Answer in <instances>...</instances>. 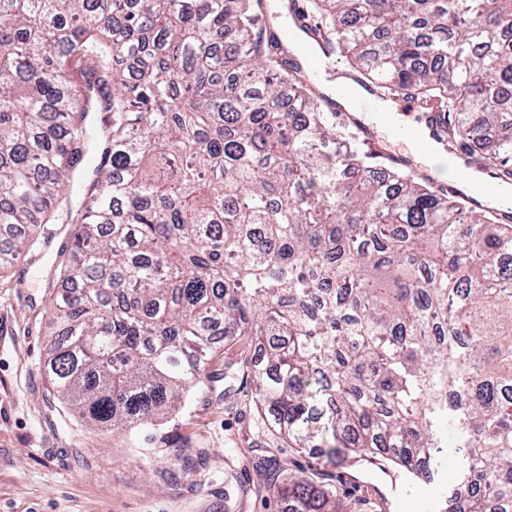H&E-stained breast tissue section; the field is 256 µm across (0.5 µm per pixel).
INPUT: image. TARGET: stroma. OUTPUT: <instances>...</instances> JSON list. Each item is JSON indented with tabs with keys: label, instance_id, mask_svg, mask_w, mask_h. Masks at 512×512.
<instances>
[{
	"label": "stroma",
	"instance_id": "stroma-1",
	"mask_svg": "<svg viewBox=\"0 0 512 512\" xmlns=\"http://www.w3.org/2000/svg\"><path fill=\"white\" fill-rule=\"evenodd\" d=\"M0 274V512H282L275 495H243L258 477L253 441L275 449L284 471L310 457L283 447L250 399L225 401L224 382L196 387L157 431L155 447L137 433L90 426L47 380V279L70 227ZM335 482L352 499L400 512V491L371 467H343Z\"/></svg>",
	"mask_w": 512,
	"mask_h": 512
}]
</instances>
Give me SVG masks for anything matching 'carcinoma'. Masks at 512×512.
Returning <instances> with one entry per match:
<instances>
[{
    "label": "carcinoma",
    "instance_id": "1",
    "mask_svg": "<svg viewBox=\"0 0 512 512\" xmlns=\"http://www.w3.org/2000/svg\"><path fill=\"white\" fill-rule=\"evenodd\" d=\"M253 0H0V272L70 224L44 371L151 430L214 378L292 447L394 467L454 434L445 512H512V207L382 165ZM383 99L512 185V0H301ZM286 512H361L314 465Z\"/></svg>",
    "mask_w": 512,
    "mask_h": 512
}]
</instances>
